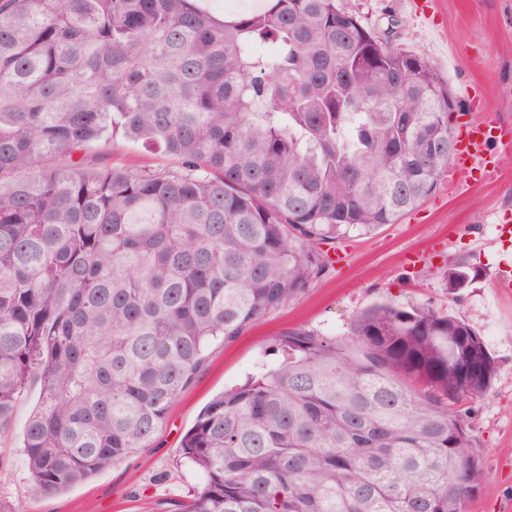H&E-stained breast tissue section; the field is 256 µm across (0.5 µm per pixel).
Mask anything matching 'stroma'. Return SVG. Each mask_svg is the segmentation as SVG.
Masks as SVG:
<instances>
[{
  "mask_svg": "<svg viewBox=\"0 0 512 512\" xmlns=\"http://www.w3.org/2000/svg\"><path fill=\"white\" fill-rule=\"evenodd\" d=\"M368 29L426 59L463 116L492 117L512 138V0H338ZM500 175L460 191L440 181L436 192L396 223L329 247L333 267L282 308L234 341L211 343L195 379L170 406L147 449L56 494H36L14 437L22 433L41 386L32 381L19 403L14 436L0 439V505L10 512H174L202 484L181 440L203 407L225 388L272 363L270 344L299 326L327 336L347 333L353 316L385 299L432 302L468 321L497 362L491 390L475 405L483 480L466 512H512V141L493 145ZM90 159L117 168H173L175 159L115 137L93 144ZM454 263L480 278L450 301L443 273Z\"/></svg>",
  "mask_w": 512,
  "mask_h": 512,
  "instance_id": "35a3bbf8",
  "label": "stroma"
}]
</instances>
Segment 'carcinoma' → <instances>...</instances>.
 I'll list each match as a JSON object with an SVG mask.
<instances>
[{
  "instance_id": "carcinoma-1",
  "label": "carcinoma",
  "mask_w": 512,
  "mask_h": 512,
  "mask_svg": "<svg viewBox=\"0 0 512 512\" xmlns=\"http://www.w3.org/2000/svg\"><path fill=\"white\" fill-rule=\"evenodd\" d=\"M448 92L337 0L224 20L194 0H0V436L39 381L35 489L149 447L211 342L332 267L321 246L430 196ZM117 135L178 166L85 159ZM479 278L451 265L443 287ZM273 351L185 434L203 483L178 512H466L471 404L497 373L473 326L384 300Z\"/></svg>"
}]
</instances>
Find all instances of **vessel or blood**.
<instances>
[{
    "instance_id": "vessel-or-blood-1",
    "label": "vessel or blood",
    "mask_w": 512,
    "mask_h": 512,
    "mask_svg": "<svg viewBox=\"0 0 512 512\" xmlns=\"http://www.w3.org/2000/svg\"><path fill=\"white\" fill-rule=\"evenodd\" d=\"M500 140L501 130L495 121L465 122L458 132L456 153L450 163L454 186L467 187L493 179L498 163L491 146Z\"/></svg>"
}]
</instances>
